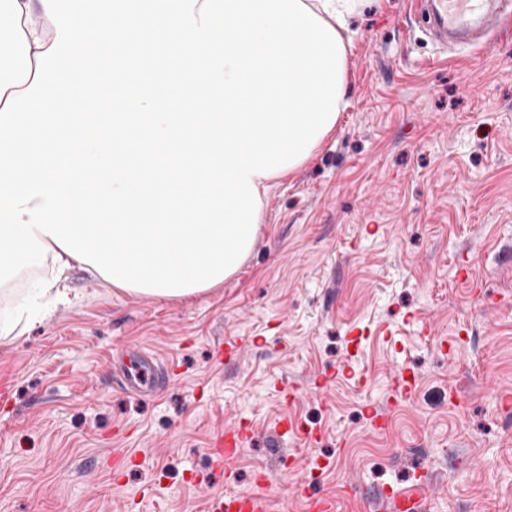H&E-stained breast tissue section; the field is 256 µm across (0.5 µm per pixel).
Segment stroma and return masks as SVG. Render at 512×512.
<instances>
[{"mask_svg": "<svg viewBox=\"0 0 512 512\" xmlns=\"http://www.w3.org/2000/svg\"><path fill=\"white\" fill-rule=\"evenodd\" d=\"M351 29L336 132L274 181L222 287L166 300L76 268L70 305L0 338V512H223L232 489L262 512L313 494L386 512V487L414 485L420 512H512V31L445 48L411 0H371ZM129 346L169 363L168 385H118ZM402 367L415 390L396 405Z\"/></svg>", "mask_w": 512, "mask_h": 512, "instance_id": "1", "label": "stroma"}]
</instances>
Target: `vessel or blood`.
I'll use <instances>...</instances> for the list:
<instances>
[{"label": "vessel or blood", "instance_id": "obj_1", "mask_svg": "<svg viewBox=\"0 0 512 512\" xmlns=\"http://www.w3.org/2000/svg\"><path fill=\"white\" fill-rule=\"evenodd\" d=\"M412 9L419 14L429 34L439 44L455 39L457 44L481 49L488 36L496 35L512 25V0H413ZM132 364L115 369L114 374L124 389L137 393L153 392L164 372L163 365L151 353L132 351ZM384 497L393 512H416L419 492L387 488ZM226 512H257L254 493L229 491L224 495Z\"/></svg>", "mask_w": 512, "mask_h": 512}]
</instances>
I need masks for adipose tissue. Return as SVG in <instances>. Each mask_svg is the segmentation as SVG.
<instances>
[{
	"label": "adipose tissue",
	"mask_w": 512,
	"mask_h": 512,
	"mask_svg": "<svg viewBox=\"0 0 512 512\" xmlns=\"http://www.w3.org/2000/svg\"><path fill=\"white\" fill-rule=\"evenodd\" d=\"M56 37V28L48 19L42 0H0V109L10 93L30 86L36 71L37 53L47 50ZM49 246L51 277L39 283L33 297L26 299L25 311L65 304L69 301L63 275L73 258L56 247L52 237L42 239Z\"/></svg>",
	"instance_id": "ef3b65f1"
}]
</instances>
